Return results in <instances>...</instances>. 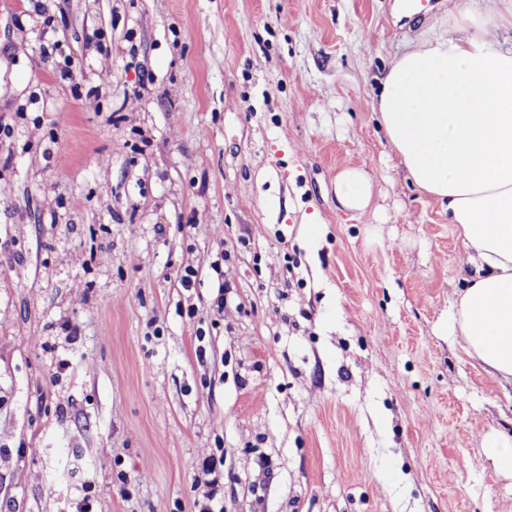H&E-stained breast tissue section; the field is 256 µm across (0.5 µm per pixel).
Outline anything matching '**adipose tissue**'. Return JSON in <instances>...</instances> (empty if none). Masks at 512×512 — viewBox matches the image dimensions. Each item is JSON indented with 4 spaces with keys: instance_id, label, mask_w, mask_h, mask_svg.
<instances>
[{
    "instance_id": "ef3b65f1",
    "label": "adipose tissue",
    "mask_w": 512,
    "mask_h": 512,
    "mask_svg": "<svg viewBox=\"0 0 512 512\" xmlns=\"http://www.w3.org/2000/svg\"><path fill=\"white\" fill-rule=\"evenodd\" d=\"M461 37L440 35L394 56L372 107L408 178L454 224L471 269L450 315L466 354L512 380V50L486 13L454 5ZM339 204L363 215L374 184L340 169Z\"/></svg>"
}]
</instances>
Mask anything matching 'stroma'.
Wrapping results in <instances>:
<instances>
[{
    "label": "stroma",
    "instance_id": "35a3bbf8",
    "mask_svg": "<svg viewBox=\"0 0 512 512\" xmlns=\"http://www.w3.org/2000/svg\"><path fill=\"white\" fill-rule=\"evenodd\" d=\"M447 19L0 0V512H198L212 455L224 512H512V383L450 336L462 242L371 108ZM334 191L345 210L362 216L371 206L374 184L371 175L362 166L349 165L337 172ZM485 455L502 472H512V434L498 432L484 443Z\"/></svg>",
    "mask_w": 512,
    "mask_h": 512
}]
</instances>
